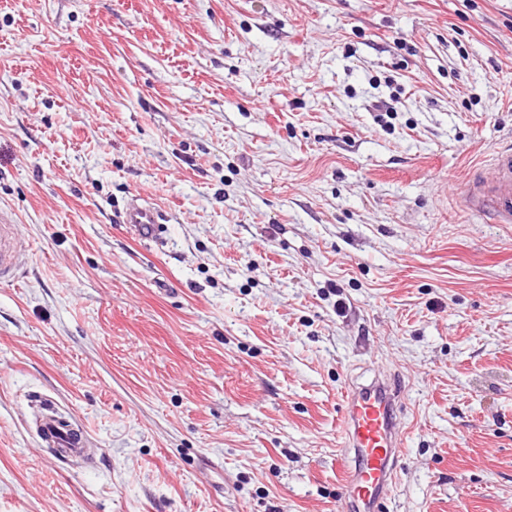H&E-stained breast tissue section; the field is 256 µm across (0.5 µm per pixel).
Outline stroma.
Masks as SVG:
<instances>
[{
	"mask_svg": "<svg viewBox=\"0 0 512 512\" xmlns=\"http://www.w3.org/2000/svg\"><path fill=\"white\" fill-rule=\"evenodd\" d=\"M511 143L512 0H0V512H345L378 373L388 512H512ZM493 177L471 176L466 188L467 208L489 216L493 224L512 223V143L499 148L492 158ZM165 212L144 199H132L123 212L122 224L139 242L161 244L168 232ZM403 396L391 379L380 374L346 392L343 421L347 448L336 461L343 473L349 511L386 510L406 440L396 422ZM348 455L351 465H347ZM38 434L43 445L60 458L86 459L91 449L83 428L62 416L51 400H45Z\"/></svg>",
	"mask_w": 512,
	"mask_h": 512,
	"instance_id": "35a3bbf8",
	"label": "stroma"
}]
</instances>
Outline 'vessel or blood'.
<instances>
[{
  "label": "vessel or blood",
  "instance_id": "obj_1",
  "mask_svg": "<svg viewBox=\"0 0 512 512\" xmlns=\"http://www.w3.org/2000/svg\"><path fill=\"white\" fill-rule=\"evenodd\" d=\"M493 176L470 177L467 208L491 217L493 223H512V144L492 158ZM127 231L139 242L162 243L168 232L165 212L144 199L128 202L122 217ZM403 392L387 376L349 388L344 401L346 453L337 463L343 473L348 512H384L403 455L405 433L397 424ZM43 445L61 458L83 460L91 450L83 428L45 401L38 426Z\"/></svg>",
  "mask_w": 512,
  "mask_h": 512
}]
</instances>
